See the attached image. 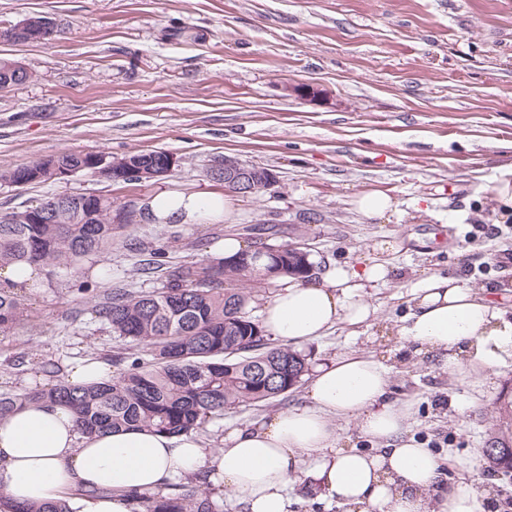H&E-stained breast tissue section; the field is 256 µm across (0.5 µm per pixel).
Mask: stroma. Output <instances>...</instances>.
<instances>
[{
  "instance_id": "35a3bbf8",
  "label": "stroma",
  "mask_w": 512,
  "mask_h": 512,
  "mask_svg": "<svg viewBox=\"0 0 512 512\" xmlns=\"http://www.w3.org/2000/svg\"><path fill=\"white\" fill-rule=\"evenodd\" d=\"M34 14L54 21V36L0 43V57L31 74L0 90V172L63 152L162 150L178 164L135 183L84 173L21 187L0 180V214L90 192L130 226L79 276L61 271L27 289L40 325L0 334V391L46 383L35 360L67 369L125 348L89 296L67 290L78 279L99 290L161 287L140 273L139 249L161 250L173 268L211 259L225 237L257 224L274 228L270 243H307L318 277L394 238L403 246L386 257L391 275L366 291L374 320L294 349L314 366L352 351L380 358L391 397L414 405V441L458 449L498 512H512V474L489 472L481 453L512 399V357L479 396L396 334L422 275L453 273L476 290L512 285L501 261L512 253V218L485 232L496 224L492 188L512 172V0H0V29ZM227 155L272 170L274 185L236 197L228 221L149 217L145 202L158 191H223L209 170ZM370 188L396 200L391 221L371 223L352 207ZM275 409L239 408L200 435L220 448L229 429Z\"/></svg>"
}]
</instances>
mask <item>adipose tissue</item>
<instances>
[{
    "label": "adipose tissue",
    "instance_id": "adipose-tissue-1",
    "mask_svg": "<svg viewBox=\"0 0 512 512\" xmlns=\"http://www.w3.org/2000/svg\"><path fill=\"white\" fill-rule=\"evenodd\" d=\"M146 205L161 224L232 215L231 199L214 192L161 191ZM389 273L384 262H366L289 281L265 303L262 324L272 338L300 343L340 323H370L374 310L365 290ZM495 294L492 288L477 294L451 275L426 276L411 292V312L398 334L437 354L449 378L483 389L489 371L512 355V321L503 319ZM388 394L381 360L343 354L307 375L303 404L229 430L215 451L194 432L130 428L86 436L64 407H23L0 422V498L42 503L80 488L75 512H133L131 493L157 492L203 472L244 512H291V484L303 474L348 512H495L472 478L443 482L439 455L405 436L409 403ZM349 418L370 450L341 445L336 424Z\"/></svg>",
    "mask_w": 512,
    "mask_h": 512
}]
</instances>
